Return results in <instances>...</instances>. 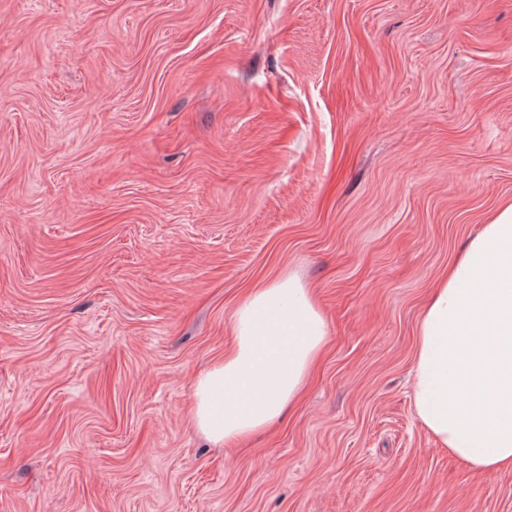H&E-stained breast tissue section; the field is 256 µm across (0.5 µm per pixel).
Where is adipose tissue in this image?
<instances>
[{
    "label": "adipose tissue",
    "mask_w": 512,
    "mask_h": 512,
    "mask_svg": "<svg viewBox=\"0 0 512 512\" xmlns=\"http://www.w3.org/2000/svg\"><path fill=\"white\" fill-rule=\"evenodd\" d=\"M232 346L193 383V420L230 448L300 398L329 329L312 290L286 273L251 288ZM413 365L414 412L470 470L512 469V200L488 216L424 306Z\"/></svg>",
    "instance_id": "obj_1"
}]
</instances>
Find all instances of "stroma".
Returning <instances> with one entry per match:
<instances>
[{
	"instance_id": "1",
	"label": "stroma",
	"mask_w": 512,
	"mask_h": 512,
	"mask_svg": "<svg viewBox=\"0 0 512 512\" xmlns=\"http://www.w3.org/2000/svg\"><path fill=\"white\" fill-rule=\"evenodd\" d=\"M512 199V0H0V512H512L417 420L425 299ZM297 273L239 446L192 382ZM232 346L193 383V420L230 448L279 421L300 398L329 329L312 290L295 273L251 288L230 322Z\"/></svg>"
}]
</instances>
